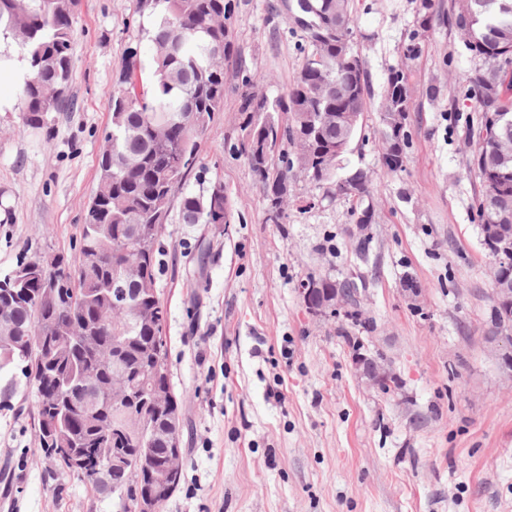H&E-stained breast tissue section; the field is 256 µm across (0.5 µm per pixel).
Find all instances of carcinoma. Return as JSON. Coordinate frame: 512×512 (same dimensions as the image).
<instances>
[{"instance_id": "obj_1", "label": "carcinoma", "mask_w": 512, "mask_h": 512, "mask_svg": "<svg viewBox=\"0 0 512 512\" xmlns=\"http://www.w3.org/2000/svg\"><path fill=\"white\" fill-rule=\"evenodd\" d=\"M139 12L152 19L148 30L153 70L144 79L131 69L108 94L111 131L98 159V184L80 225L75 260L62 253L19 260L0 275V407L12 409L19 388L31 389L35 410L28 413L44 459L64 476L93 489H150L164 468L168 412L150 405L143 387L167 388L170 373L153 374L155 338L163 335L156 322L161 303L156 288L159 234L171 205L179 200L184 224L228 222L224 186L211 184L203 194L183 192L197 164L196 138L221 111L224 102V60L235 51L230 20L231 0H138ZM292 10L308 16L300 29L303 61L287 92L269 97L255 91L260 79L241 75L239 120L249 164L265 193V220L282 224L294 179L313 186H338L344 155L336 142L348 145L356 136L365 110L366 74L353 40L336 38V22L355 28L349 0H291ZM79 0H0V34L11 39L27 64L20 92L23 125L53 136L51 114L68 103L72 44ZM469 36L466 49L486 68L469 76L472 96L487 79L497 76L499 99L489 108L476 100L482 114L479 141L469 162L482 191L476 201L483 224H496L504 209L512 210V152L500 151L485 136L491 126L499 138L512 141V0H469L467 12L454 18ZM406 86L393 67L382 91L383 162L388 171H402L408 143L406 126L389 122L391 97ZM288 115L282 120V115ZM283 166H269L279 145ZM353 215L374 222L368 187L353 195ZM153 227L147 251H140L137 228ZM120 282L129 293V308L112 306L111 290ZM320 293L338 288L355 297L350 279H309ZM30 344L34 353L22 360L17 346ZM121 372L131 389L130 403L141 419L127 418L123 404L101 408L77 419L80 410H63L47 400L55 383L59 393L84 382L112 388ZM154 425L157 440L150 456L136 451L145 425ZM84 455L87 470L71 467L64 449ZM128 457L126 466L102 477L103 457Z\"/></svg>"}]
</instances>
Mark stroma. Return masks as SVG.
<instances>
[{
	"mask_svg": "<svg viewBox=\"0 0 512 512\" xmlns=\"http://www.w3.org/2000/svg\"><path fill=\"white\" fill-rule=\"evenodd\" d=\"M280 3L233 0L223 110L184 186L199 195L222 182L229 223L185 224L174 209L160 238L185 456L164 512H512V368L487 333L491 258L469 168L481 114L468 78L483 63L453 24L457 0H352L368 94L347 159L368 172L375 206L363 232L351 199L301 180L286 223L265 221L240 148L237 74H260L271 97L293 83L302 41L272 16ZM148 26L138 0H80L71 105L53 113L52 143L23 125L18 86L0 84V272L37 252L73 255L111 129L107 94L129 67L149 73ZM394 66L412 97L398 173L379 135ZM324 275L359 284V322L306 309L301 283ZM359 352L383 357L397 387L362 381ZM0 471L13 481L0 512H116L112 495L52 477L27 413L0 410Z\"/></svg>",
	"mask_w": 512,
	"mask_h": 512,
	"instance_id": "obj_1",
	"label": "stroma"
}]
</instances>
